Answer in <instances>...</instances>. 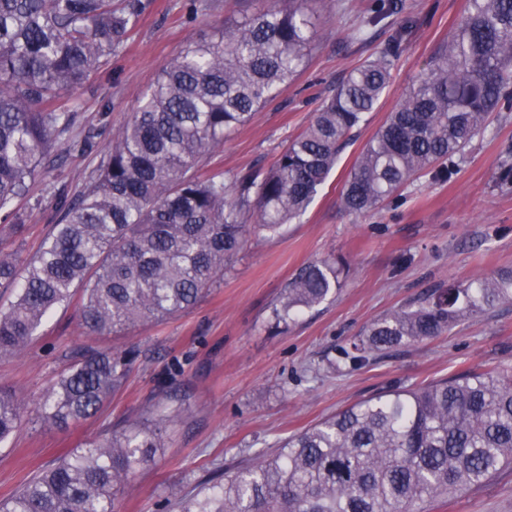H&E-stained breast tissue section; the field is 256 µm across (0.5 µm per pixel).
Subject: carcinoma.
Instances as JSON below:
<instances>
[{
  "label": "carcinoma",
  "mask_w": 512,
  "mask_h": 512,
  "mask_svg": "<svg viewBox=\"0 0 512 512\" xmlns=\"http://www.w3.org/2000/svg\"><path fill=\"white\" fill-rule=\"evenodd\" d=\"M147 0H0V222L23 232L16 207L72 130L79 91L130 36ZM382 0L362 28L398 14ZM316 22L300 0H274L181 49L115 136L76 194L55 193L56 224L24 262L0 246V355L29 345L57 307L81 291L88 337L193 308L252 236H275L305 212L338 156L388 87L406 27L352 69L264 176L226 182L209 169L230 131L300 71ZM512 96V0H468L448 44L366 143L341 194L348 213L384 207L429 174L445 180L489 116ZM66 102H61V99ZM255 218L248 224L246 219ZM343 264L301 268L273 309L294 321L341 287ZM512 302V270L438 288L374 320L352 344L358 365L433 340L466 314ZM139 353L79 349L37 403L42 422L66 427L97 415L126 382ZM185 397L167 393L154 424L114 429L43 468L0 512H120L118 493L163 447ZM25 404L0 387V443L22 425ZM512 467V374L468 370L353 404L272 454L199 483L175 512H426Z\"/></svg>",
  "instance_id": "obj_1"
}]
</instances>
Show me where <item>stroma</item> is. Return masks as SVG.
Wrapping results in <instances>:
<instances>
[{
	"instance_id": "1",
	"label": "stroma",
	"mask_w": 512,
	"mask_h": 512,
	"mask_svg": "<svg viewBox=\"0 0 512 512\" xmlns=\"http://www.w3.org/2000/svg\"><path fill=\"white\" fill-rule=\"evenodd\" d=\"M264 4L151 0L124 46L81 98L77 127L96 130L94 148L83 152L72 148L70 137L61 138L62 160L47 163L18 201L28 214L24 233L12 238L0 227L9 248L24 259L39 250L55 223V188L63 185L74 193L85 185L142 94L182 48ZM376 5L377 0H308L317 20L308 60L211 160L228 180L246 171L266 172L348 72L384 46L392 27L407 23L388 88L300 219L281 235L253 238L223 282L185 313L89 339L72 303L47 316L23 353L0 357V386L32 408L67 367L71 350L89 344L141 353L123 388L97 417L57 429L27 413L17 433L0 443V501L39 469L105 436L113 425L149 422L152 405L166 390L187 394L188 415L167 426L155 462L126 486L122 512H162L165 498L193 491L208 473L270 452L379 392L467 369L512 371V302L465 317L449 334L399 348L375 363L357 367L344 357L384 313L433 288L512 270V185L499 183L502 162L512 150V110L492 114L448 180L422 176L373 214L355 218L342 210L341 191L356 158L447 42L467 0H402V11L388 23L360 34L363 18ZM322 258L344 262L340 288L294 323L274 326L271 311L288 281ZM429 512H512V470L478 490L431 504Z\"/></svg>"
}]
</instances>
